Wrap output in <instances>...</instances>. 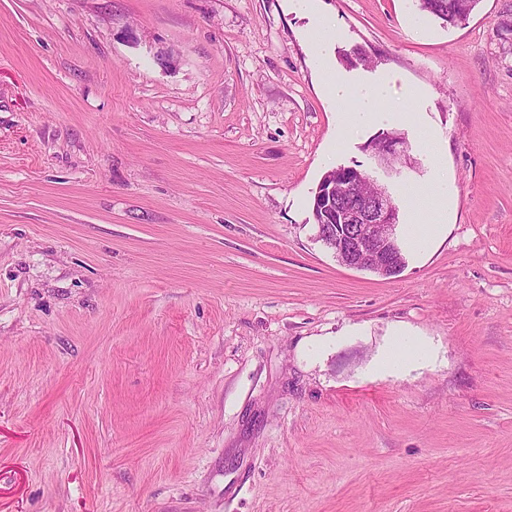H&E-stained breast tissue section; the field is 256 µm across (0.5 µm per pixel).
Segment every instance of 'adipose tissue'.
<instances>
[{"instance_id": "ef3b65f1", "label": "adipose tissue", "mask_w": 512, "mask_h": 512, "mask_svg": "<svg viewBox=\"0 0 512 512\" xmlns=\"http://www.w3.org/2000/svg\"><path fill=\"white\" fill-rule=\"evenodd\" d=\"M329 101L332 106L343 107L342 128L345 134L362 129L370 123L390 124L411 122L415 116L410 112H396L389 106V87L385 84H347L338 79L329 81ZM431 194L429 187H418L413 191L417 201L414 213L416 223L411 228V242L417 248H425L443 229L450 201L445 193H437L434 204H427ZM429 348L404 336L392 337L377 360L375 368L380 372L402 371L417 360L428 357Z\"/></svg>"}]
</instances>
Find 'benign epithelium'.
I'll return each instance as SVG.
<instances>
[{"label":"benign epithelium","instance_id":"benign-epithelium-1","mask_svg":"<svg viewBox=\"0 0 512 512\" xmlns=\"http://www.w3.org/2000/svg\"><path fill=\"white\" fill-rule=\"evenodd\" d=\"M378 158L383 173L395 176L409 167L408 148L404 137L381 135L367 145ZM364 175L354 167H338L337 175H329L314 191L312 217L317 227L316 238L332 251L336 260L346 266L380 273L400 272L402 247L397 227L399 208L384 184L368 198L364 207L347 208L340 204L351 191V180ZM332 215L336 223L321 219Z\"/></svg>","mask_w":512,"mask_h":512}]
</instances>
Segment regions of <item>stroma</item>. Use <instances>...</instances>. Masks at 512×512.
Returning <instances> with one entry per match:
<instances>
[{
	"mask_svg": "<svg viewBox=\"0 0 512 512\" xmlns=\"http://www.w3.org/2000/svg\"><path fill=\"white\" fill-rule=\"evenodd\" d=\"M321 15L421 118L401 239L452 199L391 278L316 239L383 132ZM394 335L432 358L373 374ZM0 512H512V0H0ZM418 9L445 26H455L466 20L479 0H416ZM331 33V23L327 17H321L317 25L310 31L307 43L310 55L318 62L322 56V48L326 37ZM329 101L336 108L346 103L352 109L342 114V128L345 136L362 129L370 123L390 124L412 122L413 112H393L389 107V86L387 84H347L333 76L329 77ZM432 186L418 187L412 191L417 204L413 209L418 222L411 224V242L417 248H425L443 229L445 216L450 207V200L443 192L436 191L431 206L426 198ZM436 204H435V200Z\"/></svg>",
	"mask_w": 512,
	"mask_h": 512,
	"instance_id": "35a3bbf8",
	"label": "stroma"
}]
</instances>
